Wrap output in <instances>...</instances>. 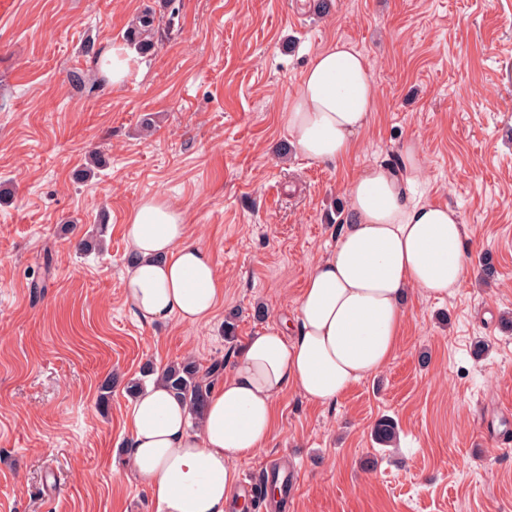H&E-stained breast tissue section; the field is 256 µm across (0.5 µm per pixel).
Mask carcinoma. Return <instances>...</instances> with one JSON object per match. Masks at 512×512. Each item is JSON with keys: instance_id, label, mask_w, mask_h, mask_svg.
I'll use <instances>...</instances> for the list:
<instances>
[{"instance_id": "cac0c4a2", "label": "carcinoma", "mask_w": 512, "mask_h": 512, "mask_svg": "<svg viewBox=\"0 0 512 512\" xmlns=\"http://www.w3.org/2000/svg\"><path fill=\"white\" fill-rule=\"evenodd\" d=\"M160 28V20L156 18L152 8L147 7L138 17L137 24L131 27L127 41L139 53L149 54L154 50ZM223 371L220 362L212 363L208 368L201 369L194 361L187 360L172 364L161 370V379L188 408L192 420L199 419L208 400V394ZM397 436L396 427L391 420H382L377 424L375 437L387 444Z\"/></svg>"}]
</instances>
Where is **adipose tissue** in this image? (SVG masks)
<instances>
[{
	"label": "adipose tissue",
	"mask_w": 512,
	"mask_h": 512,
	"mask_svg": "<svg viewBox=\"0 0 512 512\" xmlns=\"http://www.w3.org/2000/svg\"><path fill=\"white\" fill-rule=\"evenodd\" d=\"M375 109L366 60L337 41L303 71L282 120L302 156L338 163L355 151ZM423 165L410 140L398 165L369 166L350 180L351 219L309 270L293 330L268 326L247 340L198 427L163 382L136 396L127 416L129 465L157 512H228L236 463L267 445L285 390L316 404L337 401L396 357L407 291L445 298L468 281L475 246L457 210L409 197ZM124 235L133 255L124 291L139 319L194 325L222 303L224 285L209 251L189 241L184 210L160 195L143 198Z\"/></svg>",
	"instance_id": "ef3b65f1"
}]
</instances>
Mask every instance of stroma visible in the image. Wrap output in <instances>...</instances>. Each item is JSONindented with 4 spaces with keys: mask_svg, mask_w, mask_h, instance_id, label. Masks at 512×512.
Instances as JSON below:
<instances>
[{
    "mask_svg": "<svg viewBox=\"0 0 512 512\" xmlns=\"http://www.w3.org/2000/svg\"><path fill=\"white\" fill-rule=\"evenodd\" d=\"M164 4L0 9V183L13 191L0 198V512H156L128 463L127 381L187 357L232 368L249 336L292 320L348 180L411 138L426 155L414 198L459 212L474 268L491 258L495 281L442 300L410 291L396 358L331 405L285 392L271 440L236 466L287 458L286 512H512V0H180L179 28L112 85L98 52ZM335 40L366 58L377 106L356 152L319 164L280 112ZM92 153L104 165L87 178ZM156 194L185 210L224 281L201 323L145 322L125 299L123 226ZM100 227L104 251L80 253ZM385 418L391 446L374 437Z\"/></svg>",
    "mask_w": 512,
    "mask_h": 512,
    "instance_id": "stroma-1",
    "label": "stroma"
}]
</instances>
